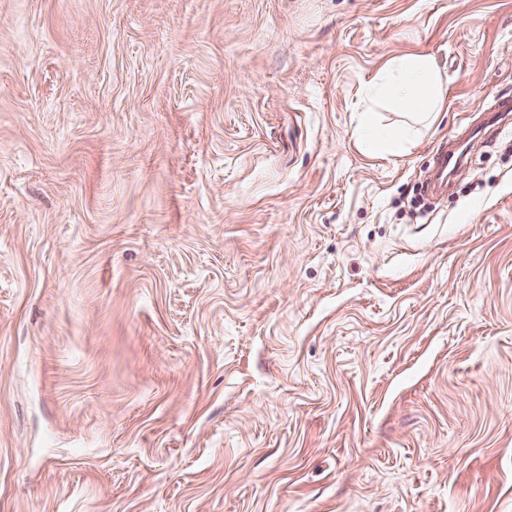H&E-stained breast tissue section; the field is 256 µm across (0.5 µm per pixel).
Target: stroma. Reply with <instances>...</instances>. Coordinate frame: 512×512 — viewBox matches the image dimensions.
<instances>
[{
  "label": "stroma",
  "instance_id": "stroma-1",
  "mask_svg": "<svg viewBox=\"0 0 512 512\" xmlns=\"http://www.w3.org/2000/svg\"><path fill=\"white\" fill-rule=\"evenodd\" d=\"M499 98L512 0H0V512H512ZM448 82L433 58L410 53L391 59L367 92L384 100L391 112L406 117L409 126L430 123L444 104ZM361 120L368 133L362 141V150L368 155L399 156L407 148L408 135L401 133L393 136H383L376 132L374 117L370 108L361 112Z\"/></svg>",
  "mask_w": 512,
  "mask_h": 512
}]
</instances>
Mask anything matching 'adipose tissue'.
Here are the masks:
<instances>
[{
  "instance_id": "adipose-tissue-1",
  "label": "adipose tissue",
  "mask_w": 512,
  "mask_h": 512,
  "mask_svg": "<svg viewBox=\"0 0 512 512\" xmlns=\"http://www.w3.org/2000/svg\"><path fill=\"white\" fill-rule=\"evenodd\" d=\"M447 83L433 58L410 53L391 59L369 88L368 97L384 100L408 125L431 122L444 104Z\"/></svg>"
}]
</instances>
